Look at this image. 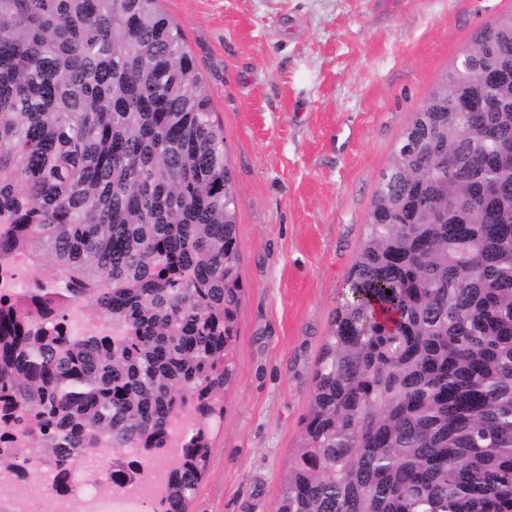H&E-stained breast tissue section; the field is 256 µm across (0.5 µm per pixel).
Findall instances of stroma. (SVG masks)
Here are the masks:
<instances>
[{"instance_id":"1","label":"stroma","mask_w":512,"mask_h":512,"mask_svg":"<svg viewBox=\"0 0 512 512\" xmlns=\"http://www.w3.org/2000/svg\"><path fill=\"white\" fill-rule=\"evenodd\" d=\"M224 128L243 285L235 378L189 512H272L379 178L512 0H161Z\"/></svg>"}]
</instances>
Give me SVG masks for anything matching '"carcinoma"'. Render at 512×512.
Instances as JSON below:
<instances>
[{
  "instance_id": "1",
  "label": "carcinoma",
  "mask_w": 512,
  "mask_h": 512,
  "mask_svg": "<svg viewBox=\"0 0 512 512\" xmlns=\"http://www.w3.org/2000/svg\"><path fill=\"white\" fill-rule=\"evenodd\" d=\"M512 14L401 135L319 354L274 512H512ZM236 188L160 0H0V469L110 494L167 453L188 512L235 375ZM391 294H386V290ZM93 314L81 333L70 308Z\"/></svg>"
}]
</instances>
